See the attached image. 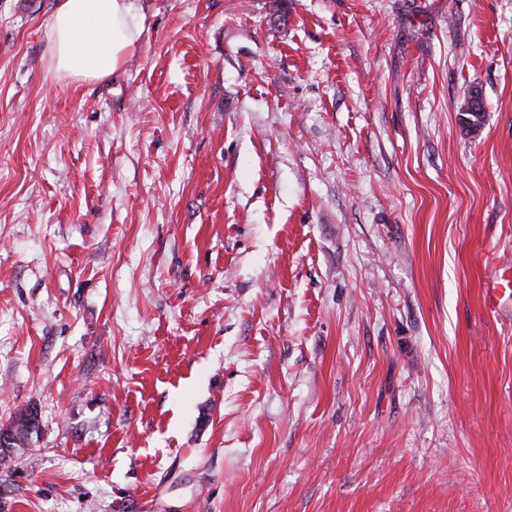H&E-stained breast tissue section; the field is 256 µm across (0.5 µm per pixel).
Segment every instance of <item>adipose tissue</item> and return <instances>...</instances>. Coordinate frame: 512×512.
<instances>
[{"label":"adipose tissue","mask_w":512,"mask_h":512,"mask_svg":"<svg viewBox=\"0 0 512 512\" xmlns=\"http://www.w3.org/2000/svg\"><path fill=\"white\" fill-rule=\"evenodd\" d=\"M142 30L132 0H56L46 32L49 69L60 81L106 79L137 50Z\"/></svg>","instance_id":"ef3b65f1"}]
</instances>
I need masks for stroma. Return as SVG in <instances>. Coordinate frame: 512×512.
Returning <instances> with one entry per match:
<instances>
[{
	"mask_svg": "<svg viewBox=\"0 0 512 512\" xmlns=\"http://www.w3.org/2000/svg\"><path fill=\"white\" fill-rule=\"evenodd\" d=\"M135 4L0 0V512H512V0ZM46 32L57 80L92 82L120 72L142 34L134 0H55ZM462 122L467 131H477L483 123L484 106L480 92L471 91L461 110ZM41 434L42 428L38 423H34L28 431L27 436L24 438V441L12 446L9 445L6 448L0 445V476H2V473H5L6 477H10L18 471V466L24 464V460L31 450L32 438L35 436L37 439Z\"/></svg>",
	"mask_w": 512,
	"mask_h": 512,
	"instance_id": "1",
	"label": "stroma"
}]
</instances>
